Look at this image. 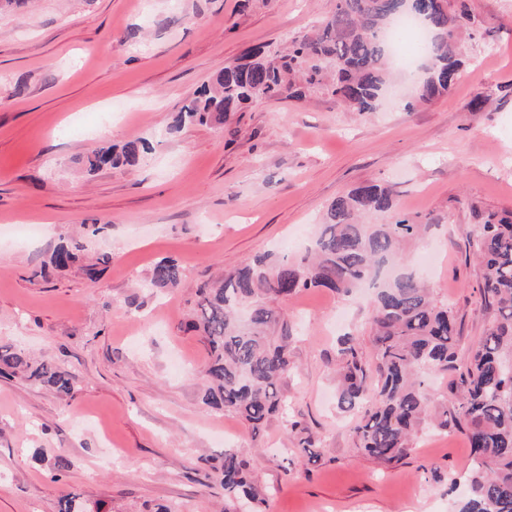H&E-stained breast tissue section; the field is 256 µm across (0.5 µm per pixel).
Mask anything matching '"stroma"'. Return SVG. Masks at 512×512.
<instances>
[{
  "label": "stroma",
  "instance_id": "35a3bbf8",
  "mask_svg": "<svg viewBox=\"0 0 512 512\" xmlns=\"http://www.w3.org/2000/svg\"><path fill=\"white\" fill-rule=\"evenodd\" d=\"M468 3L493 29L466 42L452 92L430 104L408 108L403 91L355 112L317 89L173 135L214 74L257 47L286 51L336 0H25L0 12V226L43 227L0 237V343L77 376L67 397L0 377V512H57L65 495L101 512H224L213 463L227 448L250 458L267 512H454L471 466L463 433L423 430L387 466L361 454L337 407L341 338L374 360L365 292L272 303L288 326L282 392L298 431L274 417L255 435L206 405L208 352L187 323L203 284L270 249L303 251L329 203L376 181L433 217L404 262L454 310L462 349L479 342L492 316L468 235L512 215V0ZM479 95L490 106L472 110ZM141 138L142 164L86 172L92 150ZM69 237L81 262L38 277ZM164 258L184 267L180 285L144 287ZM307 439L318 457L300 453Z\"/></svg>",
  "mask_w": 512,
  "mask_h": 512
}]
</instances>
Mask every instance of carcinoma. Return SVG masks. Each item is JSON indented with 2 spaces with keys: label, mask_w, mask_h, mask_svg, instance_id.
<instances>
[{
  "label": "carcinoma",
  "mask_w": 512,
  "mask_h": 512,
  "mask_svg": "<svg viewBox=\"0 0 512 512\" xmlns=\"http://www.w3.org/2000/svg\"><path fill=\"white\" fill-rule=\"evenodd\" d=\"M402 14L419 18L431 32L421 52L423 78L414 100L428 104L450 93L464 40L485 28L465 0H336L318 31L294 39L287 54L268 58L258 51L248 62L224 66L183 105L168 133L189 124L222 123L260 98L302 100L316 88L329 90L348 108L372 111L390 78L382 34L388 21ZM148 150L143 139L125 143L118 152L98 148L86 157L85 168L93 174L134 167ZM374 214L386 222H365ZM430 226L427 217L397 211L391 190L369 182L330 204L314 251L292 258L257 256L200 288L190 326L208 350L206 401L238 416L255 435L275 416L297 429L280 391L292 370L288 332L270 335L280 316L269 301L312 288L348 295L370 283L376 288L367 300L375 362L366 366L359 344L347 338L337 393L338 407L356 414L359 448L380 463L396 465L409 455L422 425L458 430L472 451L467 495L458 512H512V216L490 215L478 225L475 255L483 267L481 294L492 321L464 360L453 311L433 300L411 272L382 277L386 266L401 261V244L423 236ZM82 251L76 238L56 246L41 274L67 268ZM183 277L182 266L164 258L154 265L150 285L175 288ZM17 371L61 396L75 390V374L0 345V374ZM424 371L458 377L437 401L424 386ZM250 467L239 449H224L219 471L225 512H237L243 500L253 509L262 502L249 480ZM58 512H100V506L67 495L59 499Z\"/></svg>",
  "instance_id": "1"
}]
</instances>
